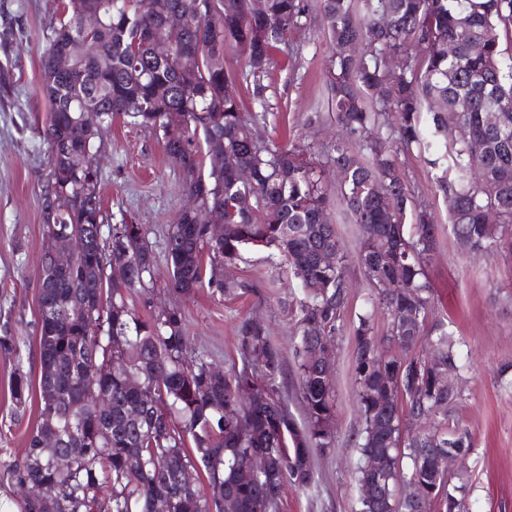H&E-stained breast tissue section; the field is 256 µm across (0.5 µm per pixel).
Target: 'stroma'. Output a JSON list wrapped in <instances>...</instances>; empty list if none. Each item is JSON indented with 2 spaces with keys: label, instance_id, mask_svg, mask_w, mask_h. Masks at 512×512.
Returning <instances> with one entry per match:
<instances>
[{
  "label": "stroma",
  "instance_id": "1",
  "mask_svg": "<svg viewBox=\"0 0 512 512\" xmlns=\"http://www.w3.org/2000/svg\"><path fill=\"white\" fill-rule=\"evenodd\" d=\"M60 0H0V333L8 332L22 349L24 368L39 376V257L46 237L40 201L47 174L48 147L42 128L50 103L40 91L43 32L57 21ZM331 51L318 9L292 41L264 67L263 83L270 115L262 134L285 142L334 144L336 127L327 118L324 64ZM321 113L308 124L311 113ZM403 170L420 206L440 224L448 212L431 175L416 155L403 157ZM103 234L127 221L145 225L158 257L154 289L135 306L149 315L174 302L168 290L164 235L185 199V176L166 155L158 133L126 116L113 121L101 138ZM228 281L247 282V290L223 295L209 288L183 299L187 336L196 351L219 369L239 362V322H262L274 344L289 351L293 322L284 311L287 269L266 251H247L243 262L224 268ZM438 296L435 316L452 322L469 371L456 379L462 395L455 421L468 431L472 447L449 470L469 481V512H512V255L461 251L452 234L429 268ZM354 340L338 338L332 374L336 399L335 443L316 453L317 486L286 489L281 512H355L359 489L352 475L358 458V429L352 375ZM12 361L0 353V463L21 459L36 424L34 405L16 407L9 382Z\"/></svg>",
  "mask_w": 512,
  "mask_h": 512
}]
</instances>
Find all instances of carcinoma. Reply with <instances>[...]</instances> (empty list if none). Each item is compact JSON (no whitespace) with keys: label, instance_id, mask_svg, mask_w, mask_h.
<instances>
[{"label":"carcinoma","instance_id":"carcinoma-1","mask_svg":"<svg viewBox=\"0 0 512 512\" xmlns=\"http://www.w3.org/2000/svg\"><path fill=\"white\" fill-rule=\"evenodd\" d=\"M154 2L62 0L65 17L44 32L47 45L69 49L73 69L59 72L42 56L41 91L51 105L43 127V226L47 236L62 227L78 233L85 248L67 275L40 283L37 423L22 459L0 465L24 491L20 512H153L161 494L173 499L172 512H220L223 502L227 512H280L285 488L311 489L314 453L333 445L336 403L331 375L310 352L323 340L335 344L350 299L351 256L331 217L335 207L356 225L371 305L388 316L381 335L368 311L357 313L351 328L357 512H420L418 502L395 495L402 479L434 492L442 512H468L466 484L451 483L424 453L426 438L471 448L466 432L449 427L460 394H448L438 379L460 376L466 364L454 331L432 318L427 268L439 251L438 225L416 203L400 157L415 152L429 168L460 249L492 255L505 243L512 248V65L502 62L500 40L512 28V0H361L358 9L352 0H319L333 45L324 76L337 130L327 151L262 140L269 112L261 75L248 64L236 72L225 66L226 53L245 41L270 59L305 26L308 0H264L258 13L248 0H168L165 14ZM88 5L101 15L94 45L77 35ZM152 37L169 41L171 56L155 58ZM200 43L201 62L182 68L180 53ZM351 43L360 47L355 54ZM243 82L253 86L260 111L243 110ZM121 114L158 132L187 176L189 204L165 234L170 288L185 297L204 286L238 288L219 278V267L252 249L271 251L296 281L292 358L303 424L274 391L283 353L260 322H240L241 365L216 377L204 354L189 353L182 307L142 317L129 304L153 281L156 256L146 229L116 224L103 237L101 180L77 164L81 156L96 162L94 119L110 125ZM219 141L224 165L205 166ZM241 166L251 169L248 184L238 179ZM60 193L71 206L58 213L50 198ZM247 197L252 205L244 208ZM216 206L224 207L227 230L214 243L201 217ZM330 248L334 266L320 260ZM205 250L212 253L208 267ZM102 294L105 318L94 336L86 312ZM406 320L410 327L395 332ZM0 352L14 361L10 395L23 408L32 379L21 350L5 333ZM92 369L101 373L93 383L86 381ZM126 371L139 374L137 389L127 388ZM50 386L57 396L48 400ZM255 388L268 391L267 399L245 405L243 395ZM385 391L394 396L387 408L378 402ZM100 393L112 395V406H98ZM131 403L142 408L139 422L125 414ZM428 419L438 423L425 429ZM52 433L57 449L46 447ZM59 449L71 454L65 472L50 463ZM371 454L392 462L382 482L363 468ZM255 459L258 479L241 482L238 470ZM187 469L204 473L210 496L173 482Z\"/></svg>","mask_w":512,"mask_h":512}]
</instances>
